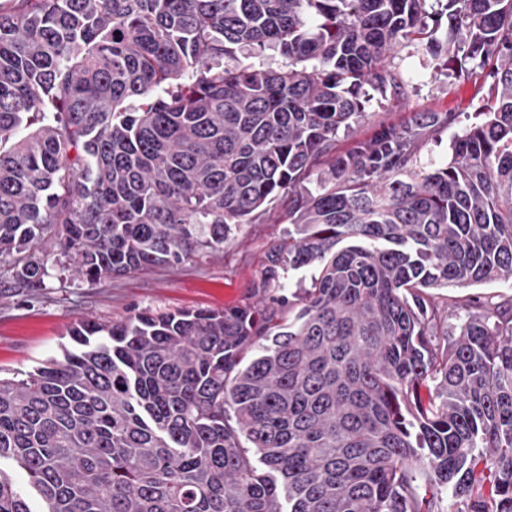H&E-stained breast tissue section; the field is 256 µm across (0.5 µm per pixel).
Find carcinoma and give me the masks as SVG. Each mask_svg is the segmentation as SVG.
Here are the masks:
<instances>
[{
  "label": "carcinoma",
  "mask_w": 512,
  "mask_h": 512,
  "mask_svg": "<svg viewBox=\"0 0 512 512\" xmlns=\"http://www.w3.org/2000/svg\"><path fill=\"white\" fill-rule=\"evenodd\" d=\"M412 49L488 84L448 162L418 151L457 112L336 152L371 93L405 98ZM285 194L263 287L317 270L288 322L83 321L0 378V512H512V311L453 323L432 299L512 281V0L0 3L16 280L42 287L48 245L92 284L220 251Z\"/></svg>",
  "instance_id": "1"
}]
</instances>
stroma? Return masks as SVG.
I'll return each instance as SVG.
<instances>
[{"mask_svg": "<svg viewBox=\"0 0 512 512\" xmlns=\"http://www.w3.org/2000/svg\"><path fill=\"white\" fill-rule=\"evenodd\" d=\"M407 97L389 108L371 107L365 119L339 131L336 149L346 152L371 138L379 124L399 125L412 113L469 112L483 91L479 83H459L434 72L425 59L401 62ZM287 198H280L253 224L234 229L223 251L203 252L179 264L156 266L89 284L49 265L44 284L27 288L0 264V377L22 376L42 361L60 357L70 345L69 329L83 320L123 322L138 313L183 310L268 309L278 295L309 286L312 269L294 271L281 288L261 290L267 257L288 235ZM439 302L454 305L457 317L492 311L512 298V284L496 282L468 288L440 289Z\"/></svg>", "mask_w": 512, "mask_h": 512, "instance_id": "1", "label": "stroma"}]
</instances>
